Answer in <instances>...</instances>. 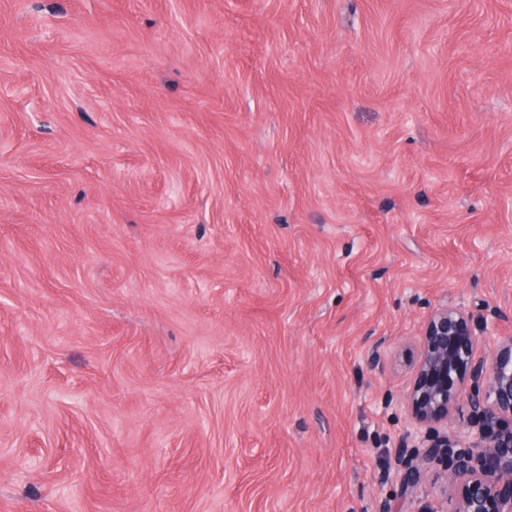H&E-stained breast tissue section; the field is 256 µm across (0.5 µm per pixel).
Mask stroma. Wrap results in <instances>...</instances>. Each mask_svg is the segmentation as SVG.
I'll return each instance as SVG.
<instances>
[{
  "instance_id": "35a3bbf8",
  "label": "stroma",
  "mask_w": 512,
  "mask_h": 512,
  "mask_svg": "<svg viewBox=\"0 0 512 512\" xmlns=\"http://www.w3.org/2000/svg\"><path fill=\"white\" fill-rule=\"evenodd\" d=\"M445 304L512 336V0H0V512L442 506Z\"/></svg>"
}]
</instances>
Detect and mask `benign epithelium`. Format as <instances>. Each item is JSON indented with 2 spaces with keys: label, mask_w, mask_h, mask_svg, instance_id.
<instances>
[{
  "label": "benign epithelium",
  "mask_w": 512,
  "mask_h": 512,
  "mask_svg": "<svg viewBox=\"0 0 512 512\" xmlns=\"http://www.w3.org/2000/svg\"><path fill=\"white\" fill-rule=\"evenodd\" d=\"M474 315L442 306L424 321L412 386V423L396 448L393 474L412 495L441 465L448 508L419 512H512V336L480 354ZM456 409L462 424L446 428Z\"/></svg>",
  "instance_id": "1"
}]
</instances>
